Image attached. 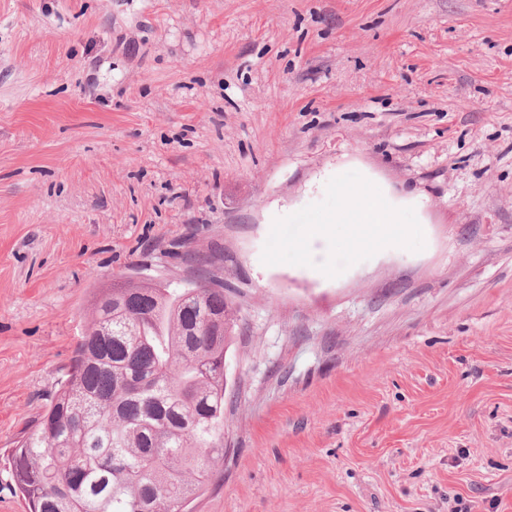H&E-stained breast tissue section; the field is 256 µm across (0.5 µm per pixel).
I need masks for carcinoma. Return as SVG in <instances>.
<instances>
[{"label":"carcinoma","mask_w":512,"mask_h":512,"mask_svg":"<svg viewBox=\"0 0 512 512\" xmlns=\"http://www.w3.org/2000/svg\"><path fill=\"white\" fill-rule=\"evenodd\" d=\"M236 327L222 282L195 292L126 280L96 293L64 379L8 455L27 512H188L224 458Z\"/></svg>","instance_id":"carcinoma-1"}]
</instances>
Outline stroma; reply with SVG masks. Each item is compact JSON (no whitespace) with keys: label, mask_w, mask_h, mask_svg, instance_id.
I'll return each instance as SVG.
<instances>
[{"label":"stroma","mask_w":512,"mask_h":512,"mask_svg":"<svg viewBox=\"0 0 512 512\" xmlns=\"http://www.w3.org/2000/svg\"><path fill=\"white\" fill-rule=\"evenodd\" d=\"M348 171L424 249L264 265ZM202 256L239 328L192 512H512V0H0V512L92 290Z\"/></svg>","instance_id":"1"}]
</instances>
